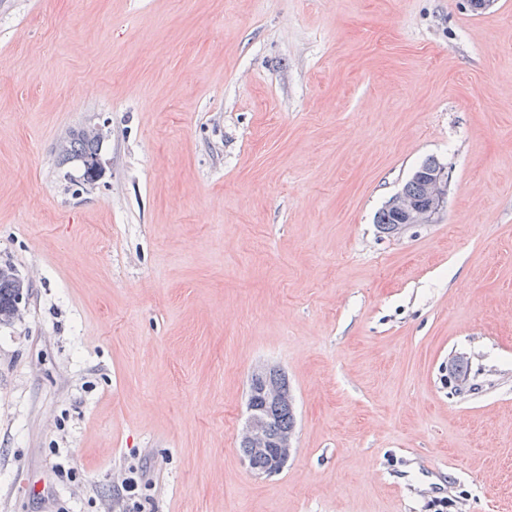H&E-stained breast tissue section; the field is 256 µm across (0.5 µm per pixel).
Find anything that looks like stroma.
Listing matches in <instances>:
<instances>
[{"mask_svg":"<svg viewBox=\"0 0 512 512\" xmlns=\"http://www.w3.org/2000/svg\"><path fill=\"white\" fill-rule=\"evenodd\" d=\"M429 158L444 204L381 233ZM5 265L0 512H512V0H0ZM101 139L98 132L93 133L86 127H82L69 132L59 144V157L65 163L80 162L83 167L82 181L87 184L98 178L100 175L98 170L104 169V162L99 158ZM93 159L95 168L90 164ZM24 285L12 271V268L0 267V323L13 321L17 314L16 298L22 293ZM249 386L248 399L254 403L259 412L267 419L270 432L273 436H280L276 440L269 437L267 422L257 409L249 407V418L244 427V433L247 439L253 445L255 452L266 454L270 448H275L273 455L276 466L285 464L288 460L293 447L295 411L294 406L285 398L275 399L267 397L280 396L282 390L276 382H267L265 385L266 393H263L260 380H252Z\"/></svg>","mask_w":512,"mask_h":512,"instance_id":"35a3bbf8","label":"stroma"}]
</instances>
